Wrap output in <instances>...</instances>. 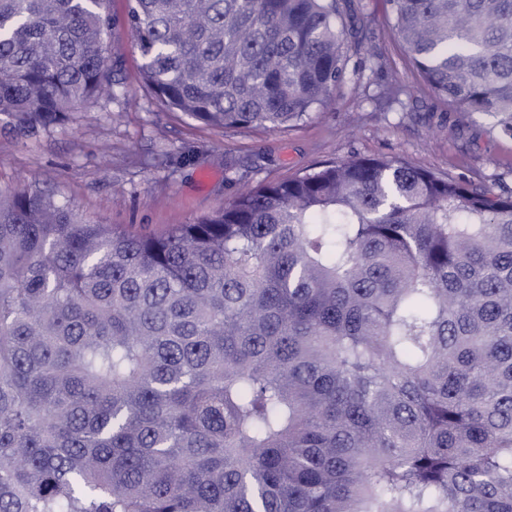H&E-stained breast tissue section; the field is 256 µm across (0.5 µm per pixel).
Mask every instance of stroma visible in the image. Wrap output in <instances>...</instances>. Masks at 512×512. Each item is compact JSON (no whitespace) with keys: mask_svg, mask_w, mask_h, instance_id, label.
Masks as SVG:
<instances>
[{"mask_svg":"<svg viewBox=\"0 0 512 512\" xmlns=\"http://www.w3.org/2000/svg\"><path fill=\"white\" fill-rule=\"evenodd\" d=\"M117 24L106 41L120 61V98L103 92L64 123L16 132L0 115V190L51 193L88 221L162 232L223 211L244 190L353 157L397 158L471 185L512 191V139L485 114L456 112L411 67L385 0H349L365 46L331 104L288 127L222 129L159 108L124 24L128 0H109Z\"/></svg>","mask_w":512,"mask_h":512,"instance_id":"35a3bbf8","label":"stroma"}]
</instances>
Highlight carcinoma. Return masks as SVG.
I'll return each instance as SVG.
<instances>
[{"instance_id": "carcinoma-1", "label": "carcinoma", "mask_w": 512, "mask_h": 512, "mask_svg": "<svg viewBox=\"0 0 512 512\" xmlns=\"http://www.w3.org/2000/svg\"><path fill=\"white\" fill-rule=\"evenodd\" d=\"M108 0H0V114L121 87ZM141 79L224 129L348 73L343 0H129ZM423 83L512 139V0H386ZM0 512H512V194L399 159L162 233L0 193Z\"/></svg>"}]
</instances>
